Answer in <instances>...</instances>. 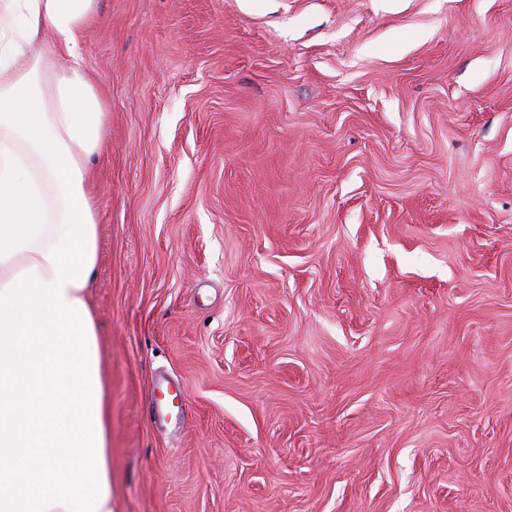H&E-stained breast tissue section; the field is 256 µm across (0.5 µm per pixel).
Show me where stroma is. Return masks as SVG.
I'll use <instances>...</instances> for the list:
<instances>
[{
    "label": "stroma",
    "instance_id": "35a3bbf8",
    "mask_svg": "<svg viewBox=\"0 0 512 512\" xmlns=\"http://www.w3.org/2000/svg\"><path fill=\"white\" fill-rule=\"evenodd\" d=\"M116 512H512V0H99Z\"/></svg>",
    "mask_w": 512,
    "mask_h": 512
}]
</instances>
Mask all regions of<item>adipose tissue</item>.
Wrapping results in <instances>:
<instances>
[{
  "label": "adipose tissue",
  "instance_id": "1",
  "mask_svg": "<svg viewBox=\"0 0 512 512\" xmlns=\"http://www.w3.org/2000/svg\"><path fill=\"white\" fill-rule=\"evenodd\" d=\"M98 0H0V512H114L83 59Z\"/></svg>",
  "mask_w": 512,
  "mask_h": 512
}]
</instances>
